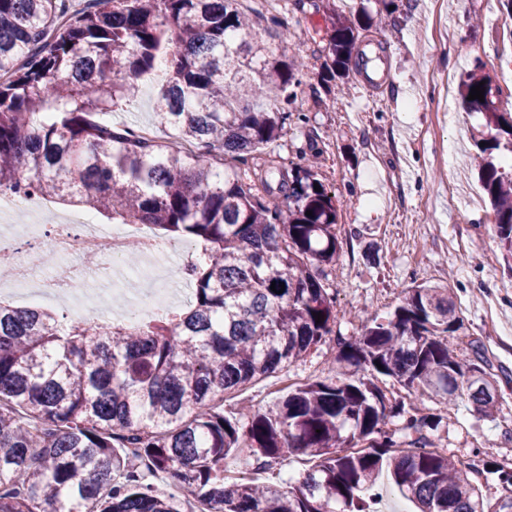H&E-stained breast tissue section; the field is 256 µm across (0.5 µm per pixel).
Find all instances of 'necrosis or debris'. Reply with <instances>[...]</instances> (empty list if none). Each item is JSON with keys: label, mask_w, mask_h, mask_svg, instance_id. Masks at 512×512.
<instances>
[{"label": "necrosis or debris", "mask_w": 512, "mask_h": 512, "mask_svg": "<svg viewBox=\"0 0 512 512\" xmlns=\"http://www.w3.org/2000/svg\"><path fill=\"white\" fill-rule=\"evenodd\" d=\"M143 241L142 260L159 287L150 289L155 310L169 308L162 281L183 277L186 265L199 257L196 248L148 236L134 224H99L84 212L73 213L59 223L30 227L26 238H0V259L9 266V285H38L44 295L64 298L93 279L100 264L119 263L132 237Z\"/></svg>", "instance_id": "obj_1"}]
</instances>
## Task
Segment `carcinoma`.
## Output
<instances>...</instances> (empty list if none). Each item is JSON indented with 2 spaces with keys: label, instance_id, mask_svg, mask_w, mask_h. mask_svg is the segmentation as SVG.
Instances as JSON below:
<instances>
[{
  "label": "carcinoma",
  "instance_id": "cac0c4a2",
  "mask_svg": "<svg viewBox=\"0 0 512 512\" xmlns=\"http://www.w3.org/2000/svg\"><path fill=\"white\" fill-rule=\"evenodd\" d=\"M66 2L0 0V192L149 224L192 240L202 259L187 273L193 304L146 324L66 321L0 301V512H369L358 492L385 469L418 512H512V466L495 470L501 496L485 500L482 470L457 467L424 433L428 417L387 405L362 377L297 385L251 417L224 414V397L313 354L336 323L325 284L341 250L336 196L308 165L244 167L287 134L305 62L271 47L239 0ZM326 2L322 69L347 78L373 17L357 29ZM160 61L154 122L187 152L103 119ZM479 84L484 101L468 99ZM458 91L485 119L474 161L512 257V168L495 156L512 153V112L479 60ZM462 327L450 286L417 284L338 341L333 362L489 415L494 386L467 383L483 360L448 347ZM392 417L415 434L409 447L385 430ZM243 448L267 469L295 454L310 466L286 489L229 482L224 460ZM145 470L174 491H158Z\"/></svg>",
  "mask_w": 512,
  "mask_h": 512
}]
</instances>
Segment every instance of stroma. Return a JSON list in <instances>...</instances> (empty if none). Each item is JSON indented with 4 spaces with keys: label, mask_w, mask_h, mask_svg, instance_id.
<instances>
[{
    "label": "stroma",
    "mask_w": 512,
    "mask_h": 512,
    "mask_svg": "<svg viewBox=\"0 0 512 512\" xmlns=\"http://www.w3.org/2000/svg\"><path fill=\"white\" fill-rule=\"evenodd\" d=\"M241 7L259 21L269 42L306 62L288 132L269 151L278 167L288 168L319 150V177L335 192L347 232L335 265L327 269L326 285L336 297L334 339L287 373L249 385L241 399L261 410L290 387L331 378L337 339L359 336L367 321L386 316L412 285L448 283L464 320L451 346L465 356L481 349L501 406L491 418L465 403L448 406L425 397L418 406L435 425L430 437L436 447L459 468L481 460L511 464L512 264L493 234L489 203L476 211L461 204L452 210L447 201L453 177L480 186L465 159L474 151L471 134L484 119L457 104L455 123L439 124L436 82L438 73L459 74L482 61L507 94L503 108L512 109V84L502 79L512 69L503 9L495 0H414L410 10H399L396 27L359 38L363 45L383 44L384 73L369 81L354 72L324 83L317 54L322 13L295 0H283L275 10L264 0H242ZM160 87V75L145 77L135 101L117 107L108 121L152 124ZM113 286L107 271L67 306L48 300L42 306L57 314L83 307L108 314Z\"/></svg>",
    "instance_id": "35a3bbf8"
}]
</instances>
